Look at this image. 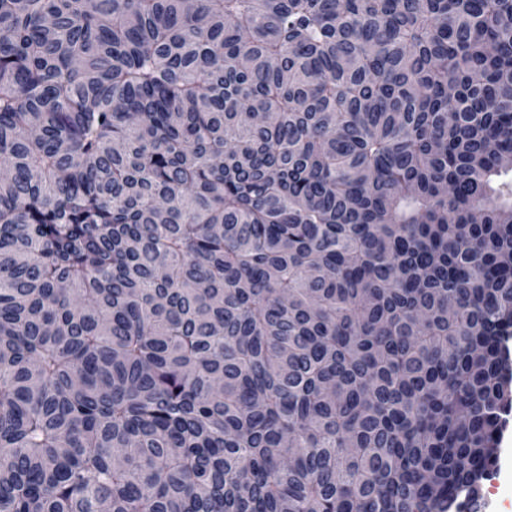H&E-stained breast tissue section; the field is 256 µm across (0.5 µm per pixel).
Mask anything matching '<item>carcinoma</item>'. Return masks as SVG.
Listing matches in <instances>:
<instances>
[{"label":"carcinoma","instance_id":"carcinoma-1","mask_svg":"<svg viewBox=\"0 0 512 512\" xmlns=\"http://www.w3.org/2000/svg\"><path fill=\"white\" fill-rule=\"evenodd\" d=\"M510 338L512 0H0V512H480Z\"/></svg>","mask_w":512,"mask_h":512}]
</instances>
